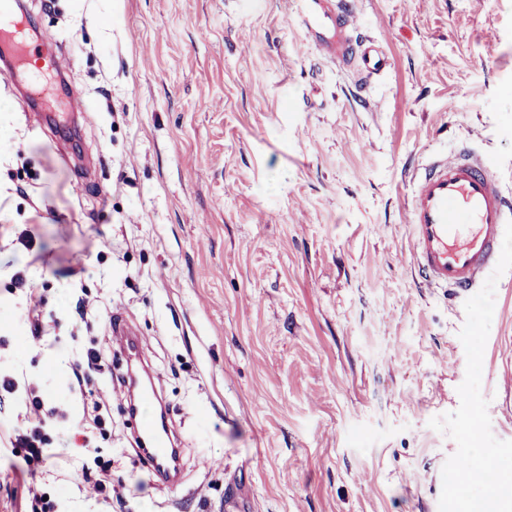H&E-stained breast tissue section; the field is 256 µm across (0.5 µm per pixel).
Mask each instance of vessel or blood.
Wrapping results in <instances>:
<instances>
[{
    "label": "vessel or blood",
    "instance_id": "obj_1",
    "mask_svg": "<svg viewBox=\"0 0 512 512\" xmlns=\"http://www.w3.org/2000/svg\"><path fill=\"white\" fill-rule=\"evenodd\" d=\"M300 24L321 55L350 74L357 86L386 74L390 58L375 37L360 33L354 0H295ZM29 21L13 13L11 0H0V50L10 61L0 78L29 74L41 56L29 36ZM409 228L418 274L431 288H443L449 299H468L495 269L505 228L512 221V193L483 159L459 147L430 154L412 176ZM112 342L138 361L141 339L132 337L123 311L112 314ZM160 395L154 385L138 387L128 412L135 424L138 454L148 472L169 477L176 461L170 429L160 419Z\"/></svg>",
    "mask_w": 512,
    "mask_h": 512
}]
</instances>
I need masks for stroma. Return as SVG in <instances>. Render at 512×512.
<instances>
[{
    "instance_id": "obj_1",
    "label": "stroma",
    "mask_w": 512,
    "mask_h": 512,
    "mask_svg": "<svg viewBox=\"0 0 512 512\" xmlns=\"http://www.w3.org/2000/svg\"><path fill=\"white\" fill-rule=\"evenodd\" d=\"M19 2L94 111L66 157L0 87V371L52 423L31 465L0 433V512L36 492L55 512H225L232 494L245 512H439L457 445L429 422L460 404L466 314L416 275L408 175L466 142L512 186V0H361L392 64L363 91L291 0ZM116 308L150 339L179 485L131 446L121 355L70 386L75 357L112 349ZM481 392L512 440V271Z\"/></svg>"
}]
</instances>
